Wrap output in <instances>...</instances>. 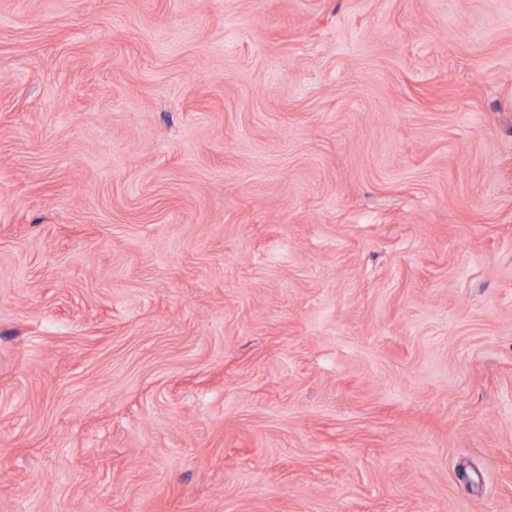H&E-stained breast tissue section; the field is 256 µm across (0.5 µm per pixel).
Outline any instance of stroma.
<instances>
[{"label":"stroma","mask_w":512,"mask_h":512,"mask_svg":"<svg viewBox=\"0 0 512 512\" xmlns=\"http://www.w3.org/2000/svg\"><path fill=\"white\" fill-rule=\"evenodd\" d=\"M0 512H512V0H0Z\"/></svg>","instance_id":"obj_1"}]
</instances>
